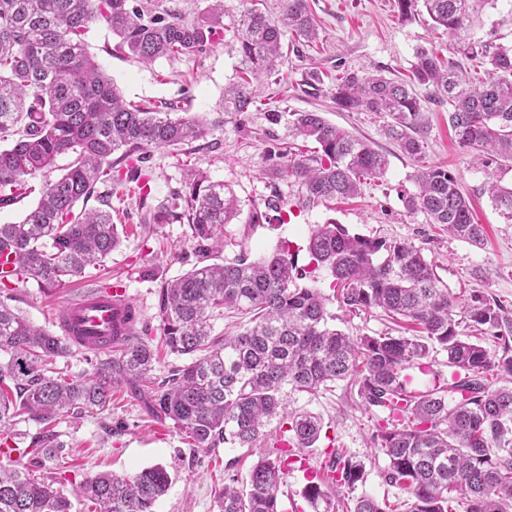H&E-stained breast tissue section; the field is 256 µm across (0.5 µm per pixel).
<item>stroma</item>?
Masks as SVG:
<instances>
[{
	"instance_id": "35a3bbf8",
	"label": "stroma",
	"mask_w": 512,
	"mask_h": 512,
	"mask_svg": "<svg viewBox=\"0 0 512 512\" xmlns=\"http://www.w3.org/2000/svg\"><path fill=\"white\" fill-rule=\"evenodd\" d=\"M309 3L319 38L316 43L301 46L299 52L285 51L277 68V82L269 87L275 95L271 108L286 113H323L328 121L385 153L388 171L383 179L365 184L358 197L337 202L329 209L320 206L298 212L289 223L280 226H250L243 220H234L224 227V257H234L244 250L255 259L272 252L282 239L301 246L314 225L334 221L366 237L422 247L435 262L440 279L459 301L479 292L512 309V222L489 199L485 172L476 168L470 153L458 145L448 125L447 106L431 99L426 102L430 127L426 159L448 167L458 177L472 202L476 222L485 229L484 241L478 246L449 236L441 226L427 223L423 215L406 211L403 198L416 190L412 180L415 163L386 138L385 113L339 112L330 100L329 89L339 72H378L404 79L410 74L417 47H433L441 55H449L448 36L434 29L427 13L403 20L396 0ZM245 7V0H224V16L215 43L176 60L160 58L144 64L116 51L118 39L102 21L90 25L85 42L125 101L145 106L167 101L196 116L216 111L225 84L236 75L234 23ZM470 35L497 46H512V0H490L480 24L471 29ZM312 67L327 75L326 89L317 95L305 93L301 86L304 72ZM267 111L244 113L238 121L226 120L223 127L209 134L207 141L152 150L143 171L154 202L166 200L180 188L186 169L197 168L231 186L243 210L262 204L275 190L282 194L286 205H293L296 184L283 178L272 185L265 176L266 170L278 163L279 151L292 140L287 122H271ZM135 189V184H127L112 201L120 223L131 226L132 231L104 268L86 269L69 287L52 295L44 294L35 282L17 283L12 290V304L34 325L55 334L59 328L54 317L67 301L98 281L120 279L142 313L136 339L155 351L157 362L151 379L159 383L183 363L164 346L160 289L164 281L188 271L196 256L187 225L165 224L149 234L137 232ZM330 310L336 315V326L352 336L384 334L392 329L377 308L355 315L335 304ZM288 407L317 414L325 434L314 447L302 451L309 461L308 469L295 464L289 467L278 492L285 512L295 504L300 512H312L302 496L303 489L315 469L338 457L362 462L365 467L354 496L392 502L400 497V490L387 485L380 475L386 461L375 456L370 442L376 417L364 410L357 386L339 381L311 394L292 392ZM55 431L64 448L50 469L67 473L62 487L71 501V512H87L78 494L79 484L87 478L102 471L130 474L153 465L164 466L171 476V485L156 502L155 512H218V490L229 478L245 480L250 465L274 443L269 437L251 448L194 447L171 421L152 416L139 389L127 381L113 387L112 401L104 409L76 417L64 415L57 420Z\"/></svg>"
}]
</instances>
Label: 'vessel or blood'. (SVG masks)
I'll list each match as a JSON object with an SVG mask.
<instances>
[{"label":"vessel or blood","instance_id":"1","mask_svg":"<svg viewBox=\"0 0 512 512\" xmlns=\"http://www.w3.org/2000/svg\"><path fill=\"white\" fill-rule=\"evenodd\" d=\"M141 313L127 288H96L68 302L57 316L67 338L79 349L98 353L122 347L135 333Z\"/></svg>","mask_w":512,"mask_h":512}]
</instances>
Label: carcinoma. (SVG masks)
Returning <instances> with one entry per match:
<instances>
[{
  "label": "carcinoma",
  "mask_w": 512,
  "mask_h": 512,
  "mask_svg": "<svg viewBox=\"0 0 512 512\" xmlns=\"http://www.w3.org/2000/svg\"><path fill=\"white\" fill-rule=\"evenodd\" d=\"M490 0H397L402 18L423 5L435 27L454 40L453 50L489 66L474 82L455 59L436 49L415 51L411 77L392 80L377 73L346 71L336 78L331 99L340 112H384V134L417 162L416 191L405 198L410 214L421 213L456 238L478 243L483 227L473 221L471 202L447 168L426 161L428 120L419 84L448 103V124L476 167L512 170V47L490 46L467 37ZM220 0L189 18L171 6L157 14L136 0H0V205H11L29 189L27 180L44 177L40 200L16 223L0 224V257L13 265L18 282L33 280L51 293L101 266L122 242L112 223V194L136 184L141 227L186 224L196 263L162 287L161 321L171 353L188 356L154 395L155 414L191 438L198 448L220 445L251 448L273 420L287 426L276 446L252 466L246 486L224 485L220 512H282L278 488L294 448H312L323 430L310 412L288 409V391L313 393L336 381L358 386L365 410L377 418L371 436L382 455L386 484L407 495L405 512H512V332L509 311L474 292L464 317L478 332L460 334L458 300L436 274L423 249L410 242H387L352 234L334 221L312 229L298 264L291 242L252 259L241 250L222 263L224 225L242 212L234 190L205 173L187 174L182 189L153 206L152 189L140 163L153 148L202 139L224 126L225 118L257 107L263 81L283 61L282 38L311 43L319 38L307 0H262L237 21L239 80L224 88L211 120L176 111V106L127 103L112 79L89 55L84 35L103 20L119 38L118 49L151 63L192 55L213 42ZM294 138L317 144L309 154L288 152L289 162L266 170L271 180L298 184L295 206L329 207L360 194L369 180L382 179L388 157L369 143L329 123L319 112H292ZM121 155L112 158L116 151ZM71 161L55 179L47 173L58 157ZM489 197L512 221V185L494 175ZM96 199L99 206L76 209ZM278 195L253 207L246 223L284 222ZM327 270L333 293L319 287ZM354 314L381 308L390 317L420 329L418 336L352 337L332 328L330 300ZM234 309L251 315L242 332L214 336L215 313ZM503 342L492 357L482 342ZM447 353L448 382L418 391L408 370L421 367L431 350ZM64 338L33 325L0 299V446L16 439L15 427L32 421L48 425L69 410L103 408L112 386L122 380L149 381L155 357L145 344L129 342L122 354L100 361L92 376L76 378L53 367L69 355ZM26 458L0 464V512H70L71 503L54 476L36 477L63 448L54 431L31 438ZM363 464L338 460L332 474L303 490L313 512H333L326 485L352 489ZM167 470L154 465L129 475L101 472L79 486L87 512H154L168 490ZM353 512H398L370 496L354 500Z\"/></svg>",
  "instance_id": "cac0c4a2"
}]
</instances>
